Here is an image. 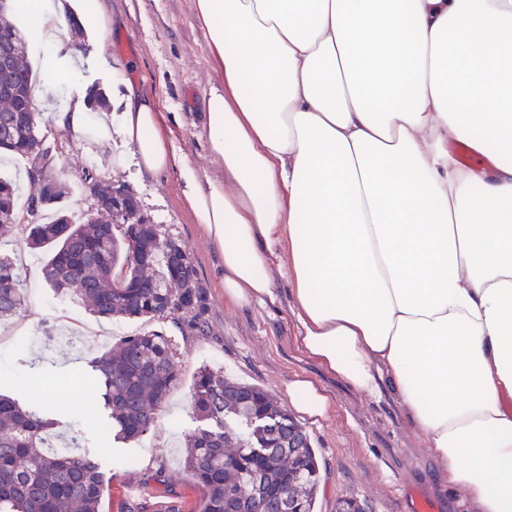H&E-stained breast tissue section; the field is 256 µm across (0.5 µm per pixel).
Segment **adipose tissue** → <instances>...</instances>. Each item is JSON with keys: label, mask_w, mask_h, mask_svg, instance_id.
<instances>
[{"label": "adipose tissue", "mask_w": 512, "mask_h": 512, "mask_svg": "<svg viewBox=\"0 0 512 512\" xmlns=\"http://www.w3.org/2000/svg\"><path fill=\"white\" fill-rule=\"evenodd\" d=\"M67 0H16L63 62ZM223 80L202 125L224 180L179 164L154 99L118 130L219 247L231 303L291 286L300 348L356 390H392L448 486L512 512V0H196ZM480 156L461 167L451 143ZM301 414L333 404L306 378Z\"/></svg>", "instance_id": "obj_1"}]
</instances>
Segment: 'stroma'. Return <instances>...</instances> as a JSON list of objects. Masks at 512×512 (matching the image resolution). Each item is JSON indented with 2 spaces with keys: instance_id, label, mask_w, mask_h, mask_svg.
<instances>
[{
  "instance_id": "1",
  "label": "stroma",
  "mask_w": 512,
  "mask_h": 512,
  "mask_svg": "<svg viewBox=\"0 0 512 512\" xmlns=\"http://www.w3.org/2000/svg\"><path fill=\"white\" fill-rule=\"evenodd\" d=\"M74 6L82 14L103 11L110 24L102 32L84 28L78 37L66 21L56 22L61 39L75 49V71L58 79L49 95L39 96V129L47 142L61 144L55 171L70 186L66 205L78 214L91 212L93 201L81 184L90 169L128 186L162 235L177 240L194 261L207 285L209 331L202 335L170 318L94 317L46 285L42 268L48 254L30 249L18 226L0 237V250L15 255L27 301L0 322V393L29 407L51 401L61 422L53 448L66 447L75 437L83 449L99 450L105 479L101 512H136L141 505L146 512H198L203 490L185 467L184 440L199 424L191 393L204 365L265 388L283 407L289 404L285 387L298 376L330 396L328 418L300 419L320 467L317 512H336L337 499L346 497L364 501L369 512H411L420 499L435 512H476L470 501L450 491L392 396L359 392L299 348L286 281H279V297L272 303L246 307L225 300L224 261L181 199L178 168L142 172L133 160L134 145L120 135L101 147L72 138L57 124L55 113L79 85L101 88L113 120H120L125 86L133 84L157 101L180 161L196 168L202 179L223 182L224 165L211 154L198 118L220 76L196 19L195 0H74ZM116 59L125 64L118 75L112 71ZM148 330L172 338L179 382L144 436L105 443L104 418L84 409L79 376L88 361L105 352L100 335L117 340ZM60 331L78 335L76 347L54 343Z\"/></svg>"
}]
</instances>
